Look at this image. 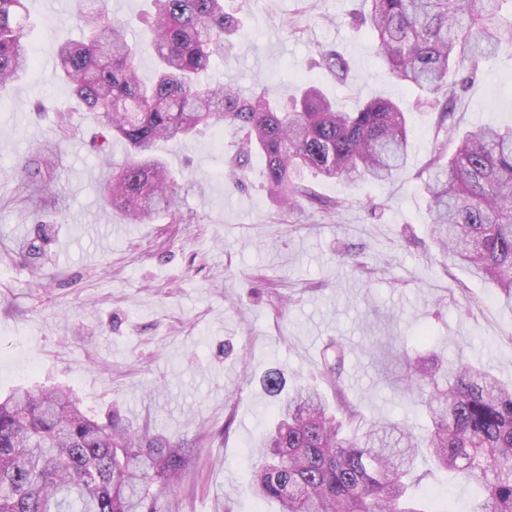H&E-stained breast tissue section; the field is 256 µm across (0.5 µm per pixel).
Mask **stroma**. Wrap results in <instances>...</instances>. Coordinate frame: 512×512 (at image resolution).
<instances>
[{
    "label": "stroma",
    "mask_w": 512,
    "mask_h": 512,
    "mask_svg": "<svg viewBox=\"0 0 512 512\" xmlns=\"http://www.w3.org/2000/svg\"><path fill=\"white\" fill-rule=\"evenodd\" d=\"M85 0H28L33 72L0 91V396L60 385L97 414L118 411L197 458L179 482L178 512H278L245 490L250 446L270 410L259 380L271 368L319 381L330 339L345 346L341 392L364 421L401 417L393 389L411 355L465 354L512 381V307L444 258L431 237L424 183L443 135L439 114L375 53L356 13L361 0H224L235 48L212 77L242 92L291 101L301 83L356 110L388 97L407 111V165L392 181L301 179L313 197L284 209L253 156L239 183L225 180L238 148L232 128L158 145L191 222L139 224L106 205L110 171L94 142L93 113L56 69L60 41L79 38L72 16ZM333 48L348 61L338 82L312 61ZM68 132H61L60 120ZM456 134L512 125V56L486 60L452 116ZM61 140L46 188L24 185L17 165ZM38 247L35 260L20 253ZM419 496L450 484L449 512H473L478 492L419 458Z\"/></svg>",
    "instance_id": "35a3bbf8"
}]
</instances>
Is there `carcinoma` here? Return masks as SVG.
Listing matches in <instances>:
<instances>
[{"label":"carcinoma","mask_w":512,"mask_h":512,"mask_svg":"<svg viewBox=\"0 0 512 512\" xmlns=\"http://www.w3.org/2000/svg\"><path fill=\"white\" fill-rule=\"evenodd\" d=\"M365 22L378 57L393 76L441 96L440 125L454 112L465 83L499 53L512 55V0H366ZM146 44L103 3L80 10L79 40L57 48L58 73L99 124L98 150L112 139L129 157L104 188L116 209L144 223L159 214L186 223L173 172L155 152L161 141L191 136L201 126H229L237 153L225 162L237 180L254 154L265 162L271 197L295 206L308 169L322 178L383 183L406 166L409 124L390 98L348 112L307 86L284 110L267 90L241 94L229 80L202 82L217 58L234 47V18L224 0H152ZM26 0H0V88L33 66ZM157 61L154 80L137 72L138 57ZM316 65L337 79L349 65L337 51ZM460 79H449V71ZM60 144L44 147L19 167L27 185L44 182ZM424 189L432 235L449 259L512 302V126L483 125L459 138L447 158L430 160ZM324 379L342 390L344 353L333 344ZM398 357L407 374L399 389L415 417L371 421L359 434L351 407L331 411L321 393L301 384L282 396L287 380L272 368L262 379L275 399L272 428L254 442L248 488L274 500L279 512H424L410 492L417 455L477 486L474 512H512V385L463 358ZM429 425L421 426L418 418ZM192 460L191 445L175 443L114 412L101 419L63 388H17L0 397V512H165Z\"/></svg>","instance_id":"cac0c4a2"}]
</instances>
